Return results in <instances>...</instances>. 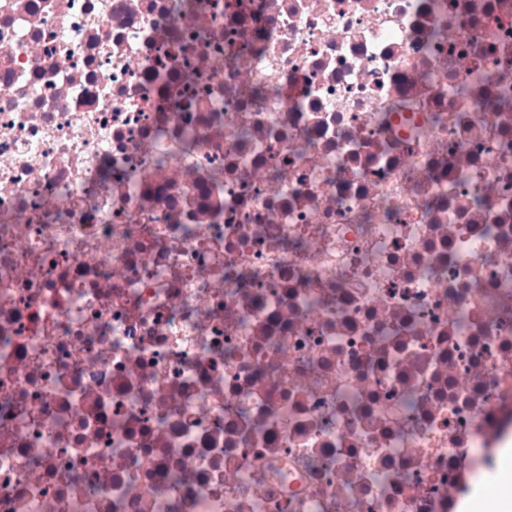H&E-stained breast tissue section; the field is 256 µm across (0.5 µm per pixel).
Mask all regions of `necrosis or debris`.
I'll return each mask as SVG.
<instances>
[{"mask_svg": "<svg viewBox=\"0 0 512 512\" xmlns=\"http://www.w3.org/2000/svg\"><path fill=\"white\" fill-rule=\"evenodd\" d=\"M507 463L512 0H0V512Z\"/></svg>", "mask_w": 512, "mask_h": 512, "instance_id": "necrosis-or-debris-1", "label": "necrosis or debris"}]
</instances>
